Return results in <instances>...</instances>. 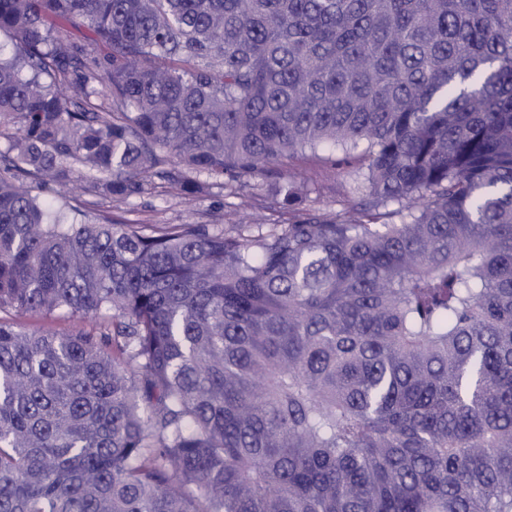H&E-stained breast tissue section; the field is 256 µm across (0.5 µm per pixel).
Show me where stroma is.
<instances>
[{"label":"stroma","mask_w":512,"mask_h":512,"mask_svg":"<svg viewBox=\"0 0 512 512\" xmlns=\"http://www.w3.org/2000/svg\"><path fill=\"white\" fill-rule=\"evenodd\" d=\"M282 172L304 183L302 200L283 205L276 196V180L208 181L192 194L177 186H164L124 201L87 190L81 175H74L67 197H52L58 207L84 211L88 219H107L117 224H248L253 230L268 231L272 225L287 224L311 210L335 216L365 196L367 182L355 165L335 164L326 151L299 154L285 160Z\"/></svg>","instance_id":"stroma-1"}]
</instances>
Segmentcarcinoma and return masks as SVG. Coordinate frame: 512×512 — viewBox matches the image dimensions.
Segmentation results:
<instances>
[{
    "instance_id": "1",
    "label": "carcinoma",
    "mask_w": 512,
    "mask_h": 512,
    "mask_svg": "<svg viewBox=\"0 0 512 512\" xmlns=\"http://www.w3.org/2000/svg\"><path fill=\"white\" fill-rule=\"evenodd\" d=\"M86 26L95 51L70 39ZM0 512H512V0H0ZM350 215L90 223L84 172ZM328 152H307L285 160L281 170L304 181L302 201L293 206L276 198L279 180L208 181L207 185L187 194L179 186L155 190L117 201L86 190V180L73 174L71 193L65 199L56 195L48 201L58 207L79 208L89 220L107 219L115 224H251L257 233L272 224H289L298 215L316 210L327 217L354 205L367 193V182L357 163H338L327 159ZM2 321H16L22 327L36 331L65 332L69 330L71 320L66 313L55 312L53 314L17 315L11 310L0 312Z\"/></svg>"
}]
</instances>
